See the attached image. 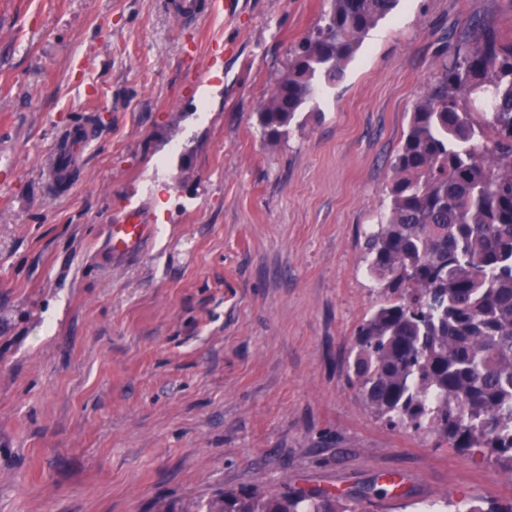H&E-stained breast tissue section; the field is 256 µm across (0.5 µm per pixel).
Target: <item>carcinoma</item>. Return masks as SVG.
I'll return each mask as SVG.
<instances>
[{
  "label": "carcinoma",
  "mask_w": 512,
  "mask_h": 512,
  "mask_svg": "<svg viewBox=\"0 0 512 512\" xmlns=\"http://www.w3.org/2000/svg\"><path fill=\"white\" fill-rule=\"evenodd\" d=\"M397 0H332L259 112L278 139L339 80ZM389 208L366 235L387 299L359 327L353 369L392 425L482 448L512 474V35L480 22L417 102L393 161ZM205 512H359L327 491L221 490Z\"/></svg>",
  "instance_id": "cac0c4a2"
}]
</instances>
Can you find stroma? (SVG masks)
Instances as JSON below:
<instances>
[{"label": "stroma", "mask_w": 512, "mask_h": 512, "mask_svg": "<svg viewBox=\"0 0 512 512\" xmlns=\"http://www.w3.org/2000/svg\"><path fill=\"white\" fill-rule=\"evenodd\" d=\"M167 2L0 0V512H199L255 486L364 512L511 502L494 458L373 413L352 362L415 103L512 0H398L276 141L260 106L331 0L188 26ZM87 122L94 148L53 181ZM134 208L153 240L106 259ZM93 139L84 127L70 130L54 153L51 177L54 180L65 178L79 160H82L83 154L91 146Z\"/></svg>", "instance_id": "stroma-1"}]
</instances>
